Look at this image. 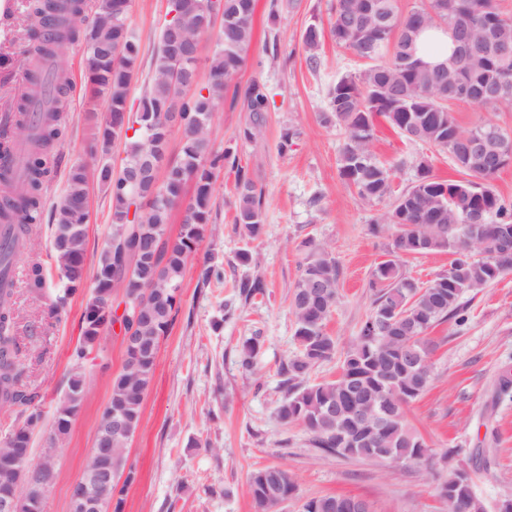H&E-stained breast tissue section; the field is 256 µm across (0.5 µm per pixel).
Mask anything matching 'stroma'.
Here are the masks:
<instances>
[{"mask_svg": "<svg viewBox=\"0 0 512 512\" xmlns=\"http://www.w3.org/2000/svg\"><path fill=\"white\" fill-rule=\"evenodd\" d=\"M334 0H256L254 42L240 71V85H265L269 110L256 141L242 143L248 113L221 105L216 109L213 148L236 151L241 166L265 191L264 233L248 241L235 230V172H216L217 218L209 225L200 250L189 261L180 290L179 313L162 339L153 382L140 425L129 444L136 467L132 482H117L121 512H255L249 472L278 467L293 475L294 498L278 512H299L306 499L354 496L372 512H448L438 495L450 470L470 472L484 512H496L512 497V399L495 397L498 375L512 365V274L462 299L466 322L448 321L428 330L434 343L432 378L424 393L405 410L408 424L432 449L430 465L347 460L312 448L306 433L284 425L277 407L284 397L279 370L297 351L291 287L306 252L305 240L326 244L341 268L336 308L327 323L339 350L357 336L372 303L369 288L376 264L388 254L391 237L370 233L369 224L386 206L369 205L340 178L341 130L323 124L329 91L342 76L364 69L362 60L325 38L320 65L310 68L302 37L309 25L327 27ZM25 0H0V57L21 51ZM169 0H131L130 25L140 54L130 86L129 107H136L152 74L159 35L168 19ZM71 88L65 106L64 136L46 191V212L33 238V252L51 253L50 212L66 187L70 169L86 161L95 123L108 115L97 104L96 119L87 114L88 69L82 45H72L64 60ZM293 132L288 148L281 136ZM374 159L389 169L393 195L414 182L420 164L442 180L461 174L446 153L408 139L384 120H376L371 145ZM111 224L110 200L92 190L85 262L95 270ZM249 250L251 263L237 259ZM30 253L17 267L15 307L19 334L32 337L28 357L30 383L40 395L42 430L34 435L32 462L44 452L59 398L66 389L69 354L81 336L87 294L75 295L59 323L48 318L50 296L28 294L24 281ZM224 271L221 280L199 283L202 264ZM263 281L265 293L249 303L238 300L235 283L244 277ZM236 303L225 317V302ZM251 336L261 339L252 369H243L238 350ZM123 363L121 338L105 333L85 368L87 387L70 434L56 457V478L46 512H71L70 487L81 475L93 446L99 417L112 379Z\"/></svg>", "mask_w": 512, "mask_h": 512, "instance_id": "1", "label": "stroma"}]
</instances>
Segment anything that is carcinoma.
Returning a JSON list of instances; mask_svg holds the SVG:
<instances>
[{"instance_id":"cac0c4a2","label":"carcinoma","mask_w":512,"mask_h":512,"mask_svg":"<svg viewBox=\"0 0 512 512\" xmlns=\"http://www.w3.org/2000/svg\"><path fill=\"white\" fill-rule=\"evenodd\" d=\"M124 2L96 0L89 15L86 0H29L25 38L30 48L9 62L32 85L50 82L51 95L39 106L26 95L20 99L18 127L26 132L27 147L21 156L0 164V225H10L16 244L25 249L41 223L46 183L63 137L59 109L70 90L63 70L48 72L41 60L62 59L68 46L81 39L88 58V111H96L97 101L103 99L109 113L98 127L91 161L71 168L54 207L52 252L62 296L53 313H60L66 298L84 291L88 279L91 165L110 195L112 222L93 275L82 336L69 355L67 390L57 403L44 455H54L69 435L86 385L84 367L101 334L118 322H127L118 315V308L105 304L119 290L122 301L143 305V321L136 330L139 343L124 347L122 369L112 378L111 396L101 418L121 415L128 426L112 433L110 452L91 448L83 474L110 471L113 479L123 477L129 483L135 475L129 443L141 420L161 340L179 310L187 264L212 221L217 168L227 164L235 170L234 221L240 234L251 241L263 234L264 191L231 149L213 151L214 111L226 101L232 108L242 106L249 122L240 136L251 142L262 132L269 97L257 81L243 89L236 82L254 40L256 0H224V12L236 16L238 25L230 33L219 29L206 56V82L194 93L188 92L183 77L174 72L163 29L151 80L133 118L125 125L116 123L117 116L128 112L140 52ZM205 3L171 0L176 21L201 51L210 32L202 23ZM417 28L422 35L429 31L448 35L453 51L441 60L448 69L419 71L402 62L407 35ZM329 35L367 62L360 73L336 82L330 92V112L322 115L324 123L344 132L339 174L345 184L368 203L391 196L390 173L370 152L378 117L407 138L448 153L464 178L439 180L429 166L422 165L413 185L372 221V234H391L388 255L392 259L372 272V308L340 358L336 378L319 382L311 381L314 368L336 357V338L326 332V324L338 300L341 272L326 245L308 241L291 293L299 349L281 369L286 395L277 414L284 424L302 427L310 444L324 453L418 465L429 459V449L407 427L404 411L431 380L427 332L449 319H461L465 293L512 273V204L492 186L505 166L504 155L512 154V133L489 120L466 128L449 107L453 102L484 109L512 104V51L500 55L486 48L491 37L512 43V11L504 10L499 0H421L404 14L398 0H334ZM323 38L320 27L304 32L307 60L313 67L319 64ZM175 129L182 132L183 141L178 160L169 162L166 155ZM120 137L125 139V157L116 171L101 159L111 154ZM149 161L163 163V171L156 194L146 199L124 184V174ZM189 182L194 192L181 230L172 238L167 234L171 212ZM433 252L452 256L448 270L420 286L405 274L402 259ZM47 282L44 267L32 263L27 279L30 292L42 295ZM236 288L246 303L264 294L257 278H242ZM13 297L14 289L0 288V408L17 412L21 421L7 430L10 443L0 447V498L22 495L27 499L24 512H41L40 503L48 492L42 487L41 467L31 464V449L42 413L35 407L38 393L26 382ZM259 346L257 336L243 342L242 367L252 366ZM361 405H387L395 410L394 418L378 427L358 417ZM22 460L26 462L23 471ZM248 486L258 512H273L276 501L293 497L297 490L293 476L278 467L252 471ZM440 494L448 512H483L468 474L448 478ZM347 501L341 496L313 497L302 503L300 512H345Z\"/></svg>"}]
</instances>
